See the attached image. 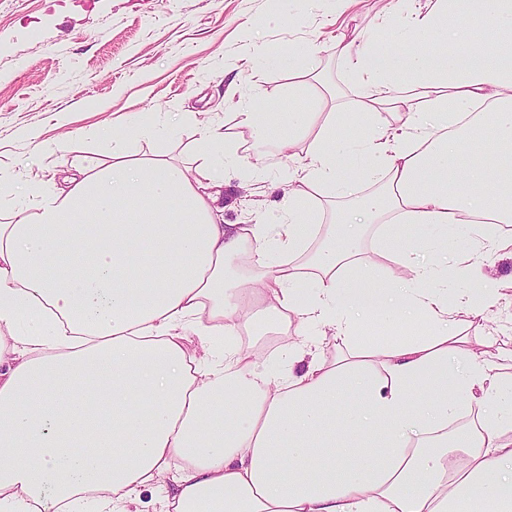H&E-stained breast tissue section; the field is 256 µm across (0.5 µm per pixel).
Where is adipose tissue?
I'll return each instance as SVG.
<instances>
[{
  "label": "adipose tissue",
  "mask_w": 512,
  "mask_h": 512,
  "mask_svg": "<svg viewBox=\"0 0 512 512\" xmlns=\"http://www.w3.org/2000/svg\"><path fill=\"white\" fill-rule=\"evenodd\" d=\"M401 42L337 36L351 102L238 112L291 151L277 236L224 223L219 156L237 145L209 128L189 171L125 163L113 137L94 171L70 165L64 191L36 195L34 219L0 224V512H129L173 469V512H512V376L496 371L498 337L455 330L500 294L449 298L415 257L425 226L474 224L512 250L494 230L512 224V0H427ZM350 127L372 186L356 197L336 143ZM330 195L349 205L324 227ZM369 224L409 281L361 274ZM243 252L255 275L226 285ZM260 317L293 328L303 371L273 374L237 343ZM185 327L218 365L197 364ZM452 390L480 417L459 455Z\"/></svg>",
  "instance_id": "ef3b65f1"
}]
</instances>
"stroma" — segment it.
I'll use <instances>...</instances> for the list:
<instances>
[{"mask_svg": "<svg viewBox=\"0 0 512 512\" xmlns=\"http://www.w3.org/2000/svg\"><path fill=\"white\" fill-rule=\"evenodd\" d=\"M336 8V0H0V224L33 216V192L60 182L68 163L93 168L119 122L129 161L191 166L205 126L236 139L234 164L249 177L225 185V223H280L288 155L251 139L235 114L282 97L305 76L266 66L253 41L309 55L330 84L345 85L338 33L373 34L391 49L403 15L390 13L389 0H357L342 15ZM376 232L366 227L359 241L362 271L410 279L407 267L381 258ZM447 234L454 244L447 263L456 270L449 294L512 279V258L489 251L478 271H460L477 250L476 235L468 225ZM478 326L499 337L502 363L511 366L512 300L479 324L457 317L461 333ZM293 340L292 331L263 322L239 337L261 349L273 373L287 367Z\"/></svg>", "mask_w": 512, "mask_h": 512, "instance_id": "stroma-1", "label": "stroma"}]
</instances>
